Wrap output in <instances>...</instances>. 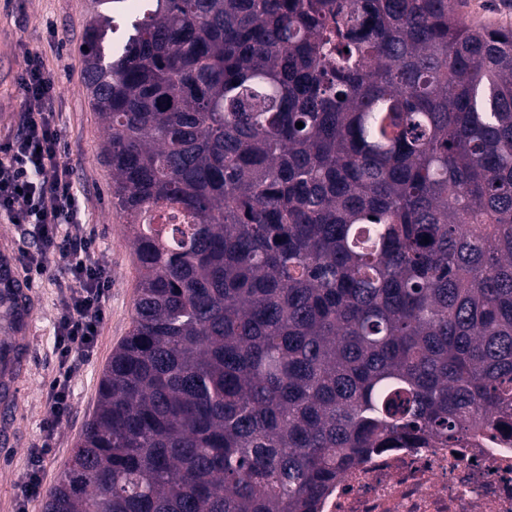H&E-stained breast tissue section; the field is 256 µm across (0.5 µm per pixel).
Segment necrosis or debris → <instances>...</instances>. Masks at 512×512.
I'll list each match as a JSON object with an SVG mask.
<instances>
[{"label": "necrosis or debris", "instance_id": "obj_1", "mask_svg": "<svg viewBox=\"0 0 512 512\" xmlns=\"http://www.w3.org/2000/svg\"><path fill=\"white\" fill-rule=\"evenodd\" d=\"M316 512H512V432L456 448L373 449L343 470Z\"/></svg>", "mask_w": 512, "mask_h": 512}]
</instances>
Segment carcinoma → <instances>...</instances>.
I'll list each match as a JSON object with an SVG mask.
<instances>
[{"instance_id": "cac0c4a2", "label": "carcinoma", "mask_w": 512, "mask_h": 512, "mask_svg": "<svg viewBox=\"0 0 512 512\" xmlns=\"http://www.w3.org/2000/svg\"><path fill=\"white\" fill-rule=\"evenodd\" d=\"M127 2L82 56L139 296L45 512H315L373 448L512 430V29Z\"/></svg>"}]
</instances>
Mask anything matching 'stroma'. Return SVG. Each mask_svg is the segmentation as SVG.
<instances>
[{"label":"stroma","mask_w":512,"mask_h":512,"mask_svg":"<svg viewBox=\"0 0 512 512\" xmlns=\"http://www.w3.org/2000/svg\"><path fill=\"white\" fill-rule=\"evenodd\" d=\"M457 2L469 24L512 29V0ZM92 9V0H0V142L21 130L23 91L17 78L27 56L38 55L55 82V120L78 189L77 222L71 230L95 237L98 257L112 270L105 321L91 358L73 380L71 410L42 463L47 490L66 468L95 410L102 370L131 328L139 281L132 237L112 206V173L100 159L104 122L89 105L83 83L79 46ZM67 294L61 262L55 259L28 295L23 334L15 333L7 304H0V340L15 352L10 373L0 376V512H44V498L23 500L20 486L40 442L48 384L60 364L56 321Z\"/></svg>","instance_id":"obj_1"}]
</instances>
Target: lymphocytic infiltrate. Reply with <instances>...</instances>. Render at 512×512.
I'll use <instances>...</instances> for the list:
<instances>
[{
    "mask_svg": "<svg viewBox=\"0 0 512 512\" xmlns=\"http://www.w3.org/2000/svg\"><path fill=\"white\" fill-rule=\"evenodd\" d=\"M18 83L24 94L23 131L0 143V211L12 223L30 225L37 244L20 249L17 262L39 275L51 259L62 260L69 288L56 323L61 362L48 386L42 421L50 435L70 411L72 380L93 351L112 274L96 259L94 238L68 229L77 219L78 198L54 119L55 85L44 76L37 55H29Z\"/></svg>",
    "mask_w": 512,
    "mask_h": 512,
    "instance_id": "1",
    "label": "lymphocytic infiltrate"
}]
</instances>
